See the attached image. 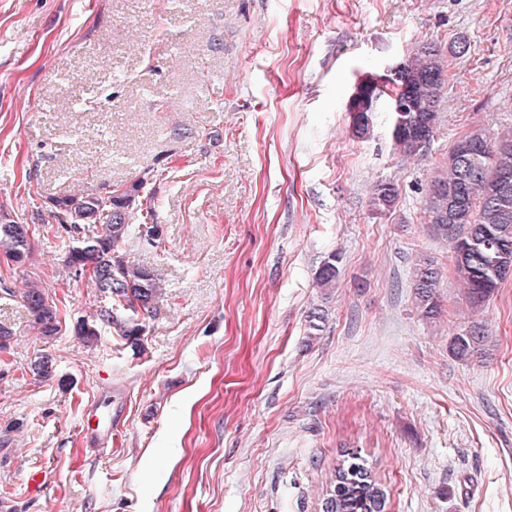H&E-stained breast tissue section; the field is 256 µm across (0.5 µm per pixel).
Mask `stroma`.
Returning a JSON list of instances; mask_svg holds the SVG:
<instances>
[{"label": "stroma", "instance_id": "stroma-1", "mask_svg": "<svg viewBox=\"0 0 512 512\" xmlns=\"http://www.w3.org/2000/svg\"><path fill=\"white\" fill-rule=\"evenodd\" d=\"M424 40L448 74L428 153L400 156L383 109L353 138L355 83ZM478 126L512 132V0H0V216L33 233L25 264L0 257V512H322L346 450L387 512H512V280L480 314L490 355L456 359L473 314L424 210ZM139 181L160 235L119 252L163 282L159 313L141 348L108 327L81 343L105 298L65 270L50 200ZM422 256L443 273L435 320L413 304ZM28 280L58 334L35 327ZM107 394L119 434L98 452L83 416ZM398 197V188L391 182H378L373 191L372 205L378 211L389 212ZM342 261L339 252H333L323 261L316 275V286L318 288H332L340 273L339 264ZM21 298L34 317V323L43 336H52L59 331L58 313L53 300L37 284L27 286Z\"/></svg>", "mask_w": 512, "mask_h": 512}]
</instances>
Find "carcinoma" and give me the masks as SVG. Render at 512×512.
<instances>
[{
	"label": "carcinoma",
	"mask_w": 512,
	"mask_h": 512,
	"mask_svg": "<svg viewBox=\"0 0 512 512\" xmlns=\"http://www.w3.org/2000/svg\"><path fill=\"white\" fill-rule=\"evenodd\" d=\"M386 77L384 86L366 87L363 92L369 98L388 97L395 148L404 157L418 156L429 148L440 122L446 86L444 58L436 45L419 42ZM349 129L352 137L364 139L373 131V122L362 112L352 114ZM505 175L512 177V136L493 139L485 129L474 128L452 142L427 190L429 223L437 236L451 243L455 279L476 314L512 278V182L506 188L499 184ZM140 189L142 184L134 183L106 196L72 194L52 199L51 216L59 221L68 240L74 241L65 247L66 270L75 273L80 267L92 266L91 281L110 302L98 307L94 319L76 323L75 336L85 343L98 336L101 325L139 346L144 325L138 316L156 311L162 298L163 287L153 271L129 264L118 252L132 234L142 238L158 229L149 223V213L136 219L134 204ZM397 197L396 185L381 181L374 187L372 205L389 212ZM30 247L29 225L0 221V255L22 264ZM341 261L338 252L328 255L316 275L317 287L336 284ZM413 276L416 308L426 319L437 318L441 269L422 258L415 263ZM21 298L41 335L59 331L55 303L43 288L32 284ZM120 307L130 315L114 313ZM449 349L461 360L487 356L490 341L483 321L475 318L454 333ZM386 501L385 486L372 476L365 459L347 452L326 486L322 512H385Z\"/></svg>",
	"instance_id": "obj_1"
}]
</instances>
